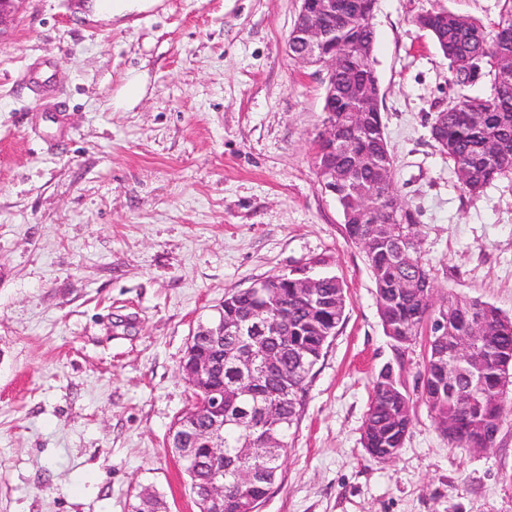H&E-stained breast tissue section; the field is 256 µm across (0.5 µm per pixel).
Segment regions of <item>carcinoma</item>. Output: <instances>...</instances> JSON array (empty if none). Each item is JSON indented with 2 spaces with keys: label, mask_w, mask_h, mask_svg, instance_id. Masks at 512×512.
<instances>
[{
  "label": "carcinoma",
  "mask_w": 512,
  "mask_h": 512,
  "mask_svg": "<svg viewBox=\"0 0 512 512\" xmlns=\"http://www.w3.org/2000/svg\"><path fill=\"white\" fill-rule=\"evenodd\" d=\"M430 30L452 67L453 84L465 88L463 73L473 65L481 66V76L489 79L486 96L462 94L436 113L433 123L435 140L441 153L450 161L461 187L480 192L496 177L512 170V82L500 80L512 66V0H504L503 12L494 32L475 20L444 10L434 11ZM375 31L365 23L361 0H336V152L328 151L330 142L321 144L324 153L316 155V164L330 162L336 172L346 176L336 182V201L344 216L349 239L362 232L373 236L375 247L365 253L377 296L379 316L384 330L395 342L397 359H403L409 337L418 334L426 319V307L398 284L418 268L429 270L421 254L414 256L412 267L397 259L391 245L402 237L418 239L415 211L399 201L406 224L373 222L366 215L365 198L379 202L391 194L393 160L389 153L381 111L365 109L358 75L366 72L359 47L374 43ZM295 276L281 279L287 297L284 309V335L270 337L265 348L276 352L278 367L259 369L244 376L236 358L242 337L224 335V387L234 390L246 385L249 392L237 400L224 401V507L212 512H239L242 506L261 502L280 469V459L288 449L290 429L299 423L304 412L308 379L324 354L325 346L344 321L345 305L340 300L341 282L332 276L325 279L317 295L307 297L295 288ZM448 302V335L471 336V324L461 312L474 301L461 296L443 297ZM254 299L245 289L224 297V317L247 316ZM476 316L482 323L484 339L476 346L481 362L483 385L475 393L448 395V384L441 387L428 381V395H420L430 413L456 423V435L448 440L459 448L485 447L482 425L488 418L503 421L512 405L497 385L500 365L512 360V318L486 302ZM288 378V396L278 394L283 378ZM276 402L285 421L280 448L267 453L255 449L252 456L239 457V449L249 435L268 431L265 405ZM412 425L411 397L400 388H392L389 376L379 372L373 381L372 394L365 415L362 446L381 457L397 456ZM253 471V481L238 485L233 471L239 466ZM196 494H201L214 475L213 464L205 448L185 469Z\"/></svg>",
  "instance_id": "obj_1"
}]
</instances>
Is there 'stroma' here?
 Wrapping results in <instances>:
<instances>
[{
	"label": "stroma",
	"mask_w": 512,
	"mask_h": 512,
	"mask_svg": "<svg viewBox=\"0 0 512 512\" xmlns=\"http://www.w3.org/2000/svg\"><path fill=\"white\" fill-rule=\"evenodd\" d=\"M299 0H158L91 21L80 0H24L0 39V512H198L167 438L194 402L180 359L225 295L281 274L344 283L345 321L260 512H512V414L497 443L453 447L427 407L396 458L362 445L387 364L408 391L363 251L315 166L325 87L295 62ZM494 28L502 0H378L371 64L394 188L417 212L438 295L512 317V174L460 188L430 135L456 98L415 19ZM53 63L55 98L21 77Z\"/></svg>",
	"instance_id": "35a3bbf8"
}]
</instances>
